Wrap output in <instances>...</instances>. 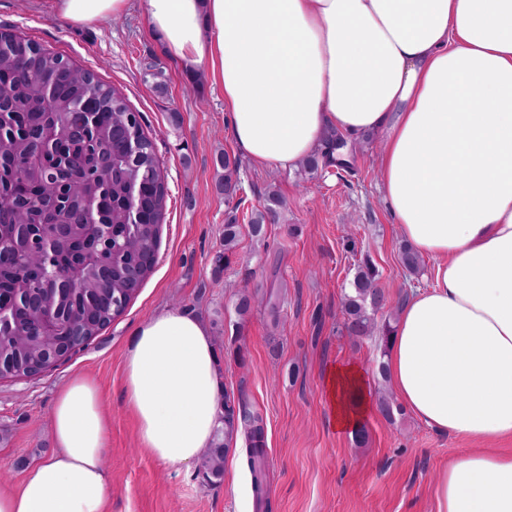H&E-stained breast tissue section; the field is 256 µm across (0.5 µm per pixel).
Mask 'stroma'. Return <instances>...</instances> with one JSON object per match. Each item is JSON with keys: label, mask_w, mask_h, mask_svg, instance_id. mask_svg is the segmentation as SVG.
Instances as JSON below:
<instances>
[{"label": "stroma", "mask_w": 512, "mask_h": 512, "mask_svg": "<svg viewBox=\"0 0 512 512\" xmlns=\"http://www.w3.org/2000/svg\"><path fill=\"white\" fill-rule=\"evenodd\" d=\"M0 27L21 33L92 70L139 112L167 177L158 259L126 311L81 352L30 379H0V489L49 456L57 389L76 373L96 379L111 417L105 465L110 512H436L435 476L471 445L438 433L410 411L385 419L376 410L390 384L379 374L372 339L339 332L342 299L358 265L370 264L385 294L378 324L395 322L407 296L434 283L435 261L417 272L402 263L405 243L379 189L381 143L363 140L350 163L261 170L241 160L239 206L217 190L215 158L235 154L224 91L206 73L189 75L149 30L145 0L122 16L72 25L56 20L51 0H0ZM162 70L148 74L147 63ZM282 205L262 238L242 234L224 252L229 219L247 224L269 192ZM273 294L277 315L237 299ZM176 308L200 318L216 353L222 387L245 399L265 423L267 497L257 502L250 470L242 484L210 486L197 466L168 465L140 448L123 396L124 354L153 314ZM360 364L369 380L367 439L338 434L325 389L330 367Z\"/></svg>", "instance_id": "obj_1"}]
</instances>
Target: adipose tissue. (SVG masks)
<instances>
[{
  "mask_svg": "<svg viewBox=\"0 0 512 512\" xmlns=\"http://www.w3.org/2000/svg\"><path fill=\"white\" fill-rule=\"evenodd\" d=\"M128 0H52L73 24ZM148 25L184 68L224 89L237 152L292 168L329 137L349 162L378 138L383 198L401 237L434 259V284L402 306L384 359L423 424L472 441L437 474V512H512V0H146ZM141 448L191 465L218 427L206 325L177 309L142 324L124 355ZM339 433L360 429L357 364L326 378ZM56 446L0 512H108L111 423L94 378L73 375L51 410Z\"/></svg>",
  "mask_w": 512,
  "mask_h": 512,
  "instance_id": "1",
  "label": "adipose tissue"
}]
</instances>
